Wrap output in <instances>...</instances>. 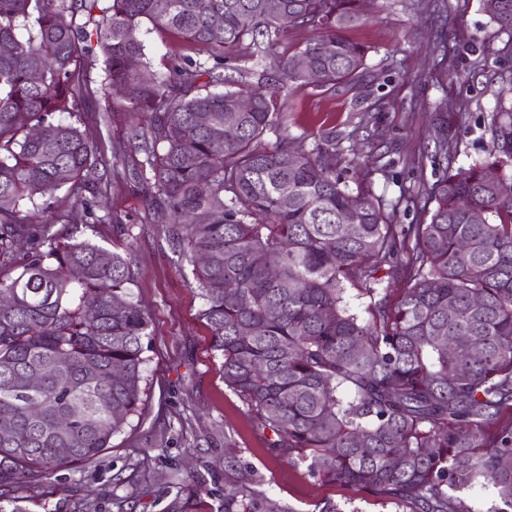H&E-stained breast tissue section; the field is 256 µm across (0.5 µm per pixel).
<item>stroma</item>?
<instances>
[{
	"instance_id": "stroma-1",
	"label": "stroma",
	"mask_w": 512,
	"mask_h": 512,
	"mask_svg": "<svg viewBox=\"0 0 512 512\" xmlns=\"http://www.w3.org/2000/svg\"><path fill=\"white\" fill-rule=\"evenodd\" d=\"M367 50L369 77L356 87L321 92L308 87L282 92L285 120L265 140L281 137L312 150L334 151L336 174L355 194L379 200L394 223L419 224L440 168L434 158L435 105L454 102L448 114V162L466 167L481 160L491 137L497 99L512 89L496 76L495 52L503 41L480 0H370L365 21L350 31ZM143 61L156 75L198 57L196 46L159 29L143 33ZM112 112L100 147L111 155L131 117L120 97L82 100L84 121L104 106ZM84 236L109 247L132 241L136 281L132 293L149 317L144 352L142 405L111 446L82 471L59 470L31 497L19 485L0 499V512L15 505L28 512H165L178 489L204 479L210 501L224 506L225 449H235L240 475L284 512H402L384 498L314 476L307 467L273 457L275 434L262 427L244 400L224 382L222 359L198 318L203 300L189 285V269L168 245L142 184L113 176L111 223H86L71 211ZM128 235H120V227Z\"/></svg>"
}]
</instances>
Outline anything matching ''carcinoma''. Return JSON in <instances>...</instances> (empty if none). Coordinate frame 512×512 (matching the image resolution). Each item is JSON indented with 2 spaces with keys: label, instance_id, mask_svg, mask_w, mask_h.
Masks as SVG:
<instances>
[{
  "label": "carcinoma",
  "instance_id": "1",
  "mask_svg": "<svg viewBox=\"0 0 512 512\" xmlns=\"http://www.w3.org/2000/svg\"><path fill=\"white\" fill-rule=\"evenodd\" d=\"M281 4L272 16L265 0H0V261L19 239L31 242L15 275L0 276V414L13 421L0 433V487L95 461L140 408L149 322L131 293L133 244L109 250L79 237L78 224L53 231L64 212L33 233L21 214L24 201L54 209L63 189L105 222L95 213L112 187L105 172L131 148L132 174L203 298L198 318L224 382L276 434L273 455L411 512H470L464 494L478 485L495 490L489 512H512V104L497 103L485 161L444 170L429 220L401 239L378 200L341 185L327 153L286 138L263 145L286 85L329 91L367 77V48L346 36L363 21L360 0ZM482 7L508 37L495 62L512 80V0ZM147 24L206 58H186L165 77L130 70ZM301 29L315 36L277 53ZM245 44L276 77L248 86L225 77L224 61L241 60ZM93 54L104 89L134 117L110 162L96 134L64 119L90 92L80 72ZM305 55L314 83L293 67ZM242 94L254 108L227 127ZM435 120L446 156L445 112ZM35 127L50 135L32 138ZM491 166L501 175L489 183ZM348 210L358 217L352 236L341 223ZM203 213L211 219H196ZM411 239L394 299L376 274ZM207 254L215 261L197 262ZM355 283L370 299L367 321L345 301ZM114 365L124 369L118 380ZM34 375L42 382L33 391ZM206 495L198 480L197 507L178 497L169 510L201 512ZM224 512L282 510L235 480L224 486Z\"/></svg>",
  "mask_w": 512,
  "mask_h": 512
}]
</instances>
